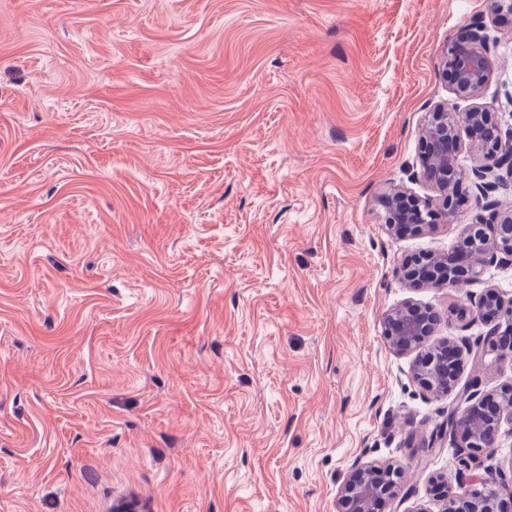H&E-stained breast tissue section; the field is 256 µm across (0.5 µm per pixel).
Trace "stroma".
Segmentation results:
<instances>
[{
  "label": "stroma",
  "mask_w": 512,
  "mask_h": 512,
  "mask_svg": "<svg viewBox=\"0 0 512 512\" xmlns=\"http://www.w3.org/2000/svg\"><path fill=\"white\" fill-rule=\"evenodd\" d=\"M484 0H0V512H336L358 463L404 469L382 512H439L452 447L384 319L440 56ZM478 102L512 127V22L487 23ZM512 383L464 357L458 384Z\"/></svg>",
  "instance_id": "stroma-1"
}]
</instances>
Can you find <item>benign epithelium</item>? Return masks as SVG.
Masks as SVG:
<instances>
[{
  "label": "benign epithelium",
  "instance_id": "7a95c632",
  "mask_svg": "<svg viewBox=\"0 0 512 512\" xmlns=\"http://www.w3.org/2000/svg\"><path fill=\"white\" fill-rule=\"evenodd\" d=\"M486 15L497 20L512 16V0H485ZM484 27L478 22L465 29L441 59L442 74L460 98L476 99L491 76L484 46ZM478 164L466 173L452 167L461 149V132ZM421 179L435 195L421 198L406 188L385 191L380 203L384 224L392 234H411L453 221L460 201L456 185L473 177L479 213L462 229L460 246L451 253L420 254L404 259L399 267L409 288H457L478 280L485 262L512 260V206L503 208L490 194L512 179V130L503 129L496 113L479 106L457 112L440 103L426 113L418 155ZM460 330L474 320L486 327L475 344L462 337L424 348L425 340L440 324L429 307L407 300L385 318L386 336L399 355L415 354L412 379L428 394L440 397L456 391L448 406V418L433 434L428 450L456 446L458 479L448 487L440 512H512V478L485 464L489 452L500 447L501 429L512 426V384L497 397L482 392L479 380L456 388V373L463 354L481 356L484 351L512 356V302L504 304L489 287L455 310ZM482 474H477V471ZM402 469L392 464H364L352 468L337 500V512H379L381 503L401 488Z\"/></svg>",
  "mask_w": 512,
  "mask_h": 512
}]
</instances>
